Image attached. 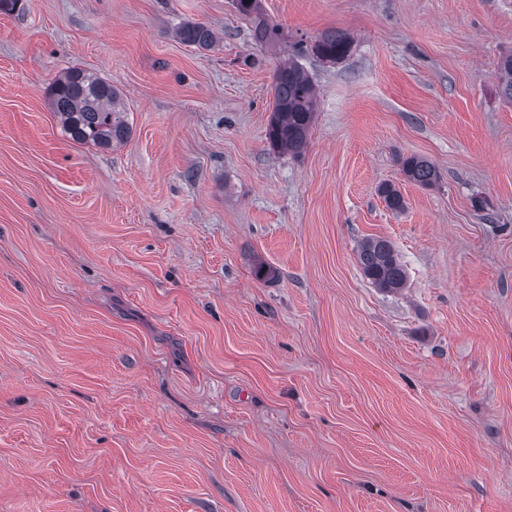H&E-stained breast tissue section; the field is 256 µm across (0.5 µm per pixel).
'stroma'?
I'll list each match as a JSON object with an SVG mask.
<instances>
[{"label": "stroma", "instance_id": "35a3bbf8", "mask_svg": "<svg viewBox=\"0 0 512 512\" xmlns=\"http://www.w3.org/2000/svg\"><path fill=\"white\" fill-rule=\"evenodd\" d=\"M23 4L0 13V512H512V0H262L267 45L234 0ZM327 30L346 58L306 53ZM294 53L298 157L266 139ZM73 66L120 91L125 143L65 135ZM372 237L401 291L364 276ZM179 38L187 45L198 49L210 48L214 41V32L204 24L187 22L179 28ZM272 90L273 108L266 134L269 146L278 153L300 156L317 112L313 81L288 57L275 70ZM402 172L406 179L422 186H429L437 179L433 165L426 159L410 155L401 160ZM358 262L365 277L386 292L405 288L407 271L393 244L382 237L367 239L358 251Z\"/></svg>", "mask_w": 512, "mask_h": 512}]
</instances>
